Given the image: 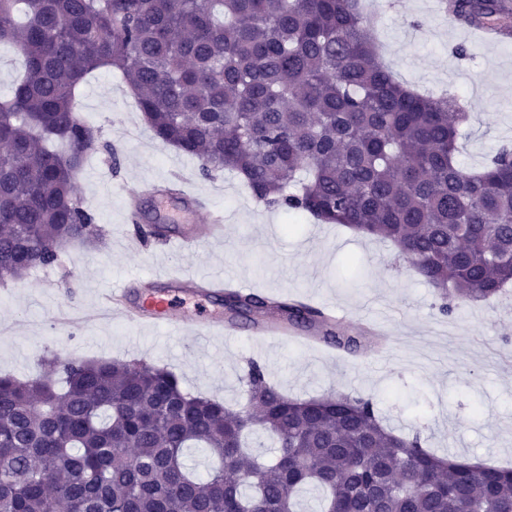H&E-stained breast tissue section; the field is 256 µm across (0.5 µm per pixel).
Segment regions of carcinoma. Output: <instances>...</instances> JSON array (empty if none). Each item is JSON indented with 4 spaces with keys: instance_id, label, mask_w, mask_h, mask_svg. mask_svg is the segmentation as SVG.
<instances>
[{
    "instance_id": "obj_1",
    "label": "carcinoma",
    "mask_w": 512,
    "mask_h": 512,
    "mask_svg": "<svg viewBox=\"0 0 512 512\" xmlns=\"http://www.w3.org/2000/svg\"><path fill=\"white\" fill-rule=\"evenodd\" d=\"M465 25L499 30L502 0H451ZM3 45L24 76L0 102V283L103 236L73 193L95 147L73 99L109 68L153 136L231 170L266 205L391 241L451 303L512 282V150L458 161L468 114L396 81L361 0H0ZM229 320L275 311L358 354L367 337L301 301L224 291ZM52 374L0 375V512H512V469L470 466L385 428L371 399L283 394L251 362L247 404L187 391L143 360L55 356ZM256 432L276 449L247 447ZM209 451L205 479L185 460Z\"/></svg>"
}]
</instances>
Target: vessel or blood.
I'll list each match as a JSON object with an SVG mask.
<instances>
[{"mask_svg": "<svg viewBox=\"0 0 512 512\" xmlns=\"http://www.w3.org/2000/svg\"><path fill=\"white\" fill-rule=\"evenodd\" d=\"M181 196L187 204V213L198 217L199 222L192 231L167 239L168 249L182 252L222 239L223 214L212 210L205 198L194 192L185 190ZM238 285V280L221 272L173 274L169 277L168 289L149 294L139 302H130V290L124 287L100 294L98 304L101 312L123 319L133 328L163 324L177 332H188L196 340L209 341L217 336L234 335L235 329L225 322L223 316L204 314L202 305L209 297L222 295L225 288ZM189 298L195 299L197 310H186L184 303Z\"/></svg>", "mask_w": 512, "mask_h": 512, "instance_id": "vessel-or-blood-1", "label": "vessel or blood"}]
</instances>
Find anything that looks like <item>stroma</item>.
I'll return each instance as SVG.
<instances>
[{
    "label": "stroma",
    "mask_w": 512,
    "mask_h": 512,
    "mask_svg": "<svg viewBox=\"0 0 512 512\" xmlns=\"http://www.w3.org/2000/svg\"><path fill=\"white\" fill-rule=\"evenodd\" d=\"M378 15L376 42L394 78L414 89L448 93L470 114L459 160L483 165L512 143V38L481 43L473 29L440 12L435 0H368ZM466 47V57L453 49ZM76 110L100 145L89 151L74 193L105 236L97 245L72 244L56 267L0 284V374L32 377L40 360H146L177 373L191 392L238 407L239 378L249 362L295 398L330 392L372 399L395 432H421L440 454L461 451L489 466H512V370L499 355L512 351V284L491 303L440 311V299L391 243L359 235L311 215L256 201L229 170L204 178L196 159L154 139L126 84L109 69L80 87ZM144 181L188 182L224 214V238L172 261L165 244L146 240L133 252L123 214L126 192ZM226 268L253 292L342 311L351 328L375 322L386 330L383 354L353 357L319 344L284 345L247 332L187 353L186 337L162 326L129 335L106 317L67 335L52 319L72 308L92 314L102 289L169 271Z\"/></svg>",
    "instance_id": "obj_1"
}]
</instances>
